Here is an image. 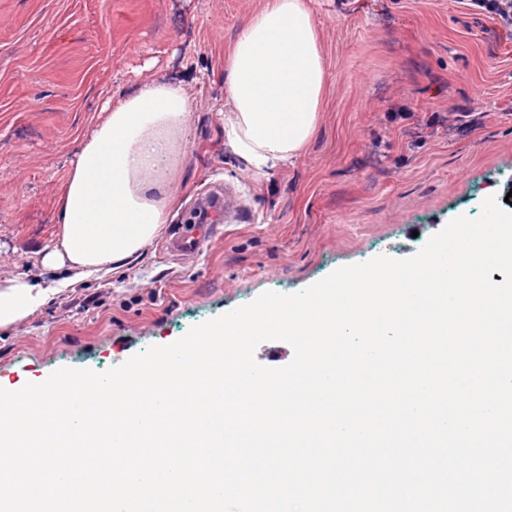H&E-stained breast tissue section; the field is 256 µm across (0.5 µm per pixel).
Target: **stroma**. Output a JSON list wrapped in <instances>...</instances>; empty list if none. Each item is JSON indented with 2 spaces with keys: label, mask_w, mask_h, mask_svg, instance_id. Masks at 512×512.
<instances>
[{
  "label": "stroma",
  "mask_w": 512,
  "mask_h": 512,
  "mask_svg": "<svg viewBox=\"0 0 512 512\" xmlns=\"http://www.w3.org/2000/svg\"><path fill=\"white\" fill-rule=\"evenodd\" d=\"M261 0H0V279L34 274L79 137L160 74L193 99L168 224L220 187L229 226L194 261L151 243L0 329V387L103 372L266 291L416 255L512 191V35L459 0H309L327 71L305 152L262 175L224 145V47Z\"/></svg>",
  "instance_id": "1"
}]
</instances>
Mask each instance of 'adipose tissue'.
Instances as JSON below:
<instances>
[{
  "mask_svg": "<svg viewBox=\"0 0 512 512\" xmlns=\"http://www.w3.org/2000/svg\"><path fill=\"white\" fill-rule=\"evenodd\" d=\"M325 91L308 0H262L224 52L228 146L256 174L288 163L314 137ZM104 112L68 165L59 227L40 259L65 276L0 280V328L36 314L74 282L120 273L167 221L176 144L192 132L193 100L173 81L153 79Z\"/></svg>",
  "mask_w": 512,
  "mask_h": 512,
  "instance_id": "obj_1",
  "label": "adipose tissue"
}]
</instances>
